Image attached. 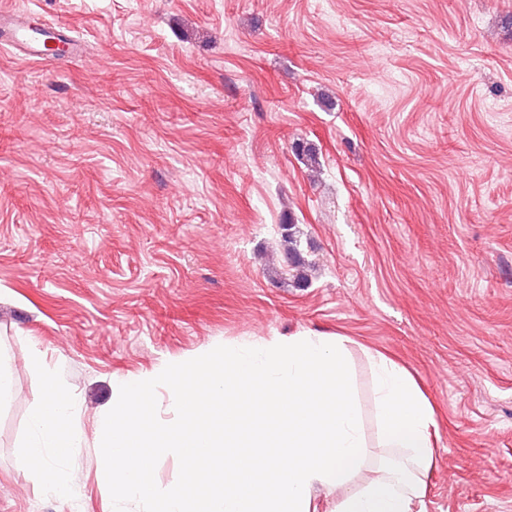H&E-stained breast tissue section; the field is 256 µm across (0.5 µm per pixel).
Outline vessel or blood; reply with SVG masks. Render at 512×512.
Here are the masks:
<instances>
[{
	"mask_svg": "<svg viewBox=\"0 0 512 512\" xmlns=\"http://www.w3.org/2000/svg\"><path fill=\"white\" fill-rule=\"evenodd\" d=\"M50 38L68 41L72 53L80 51L77 41L68 40L63 26L51 23L43 29L31 20L28 13L0 14L1 47L16 50L26 59L44 62L51 58V53L45 45L46 40Z\"/></svg>",
	"mask_w": 512,
	"mask_h": 512,
	"instance_id": "b4317fda",
	"label": "vessel or blood"
}]
</instances>
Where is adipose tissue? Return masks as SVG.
Listing matches in <instances>:
<instances>
[{
	"mask_svg": "<svg viewBox=\"0 0 512 512\" xmlns=\"http://www.w3.org/2000/svg\"><path fill=\"white\" fill-rule=\"evenodd\" d=\"M372 367L375 440H368L352 379L347 341L341 336H291L261 346L229 345L191 363L176 362L160 378H129L116 388L112 406L95 423L99 463L114 499L141 500L149 512H316L312 492L335 494L333 512H423L427 479L434 464L437 422L430 402L412 374L391 358L368 352ZM205 379L222 399L208 422L199 423L200 403L192 380ZM170 384L166 418H157L158 380ZM269 384L275 396L265 402L263 419L246 420L236 394L241 386ZM41 401L32 412L28 459L40 461L44 490L66 494L70 481L59 464L81 439L73 426L75 403L54 374L41 376ZM336 387L340 399L328 406L320 393ZM248 443L237 455L234 486L192 497L185 484L195 477V460L220 448ZM287 459L282 493L270 496L253 482L268 445ZM382 459L369 465V446ZM174 454L186 467L182 483L158 492L152 479L156 457Z\"/></svg>",
	"mask_w": 512,
	"mask_h": 512,
	"instance_id": "obj_1",
	"label": "adipose tissue"
}]
</instances>
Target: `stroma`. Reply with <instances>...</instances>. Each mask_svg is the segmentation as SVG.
<instances>
[{
    "mask_svg": "<svg viewBox=\"0 0 512 512\" xmlns=\"http://www.w3.org/2000/svg\"><path fill=\"white\" fill-rule=\"evenodd\" d=\"M18 11L84 51L0 49V512H69L22 456L31 350L78 404L62 469L103 512L121 380L303 333L348 339L367 433V351L415 375L426 512H512V0H0ZM288 221V224H280L281 237L283 241L288 244L287 257L289 264L294 268H302L305 265V260L299 250L297 240L295 237V226Z\"/></svg>",
    "mask_w": 512,
    "mask_h": 512,
    "instance_id": "obj_1",
    "label": "stroma"
}]
</instances>
